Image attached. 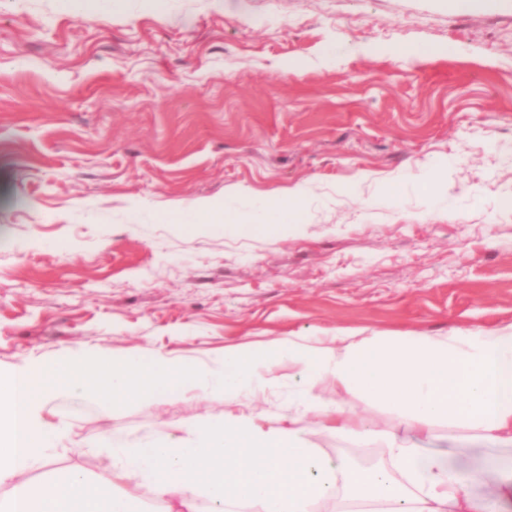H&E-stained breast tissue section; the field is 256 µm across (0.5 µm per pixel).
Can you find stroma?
I'll return each mask as SVG.
<instances>
[{
  "mask_svg": "<svg viewBox=\"0 0 512 512\" xmlns=\"http://www.w3.org/2000/svg\"><path fill=\"white\" fill-rule=\"evenodd\" d=\"M453 46L415 62L402 48ZM193 227L197 200L261 222ZM178 224L168 223L171 213ZM512 325V0H0V372L78 350L190 364L292 336L478 335ZM352 417L477 470L512 447L426 436L329 378ZM287 380L234 399L173 392L103 412L55 397L73 432L28 482L112 469L109 442L291 413ZM323 457H389L308 415ZM106 447H94L98 438ZM301 190L288 193L285 203L268 212V224H255L252 219L242 213L233 212L216 206L209 200H201L195 207V224H234L239 232L245 235H252L265 231L271 224H297L301 218V210L297 205V199Z\"/></svg>",
  "mask_w": 512,
  "mask_h": 512,
  "instance_id": "stroma-1",
  "label": "stroma"
}]
</instances>
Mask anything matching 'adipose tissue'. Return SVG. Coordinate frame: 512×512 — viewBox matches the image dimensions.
Wrapping results in <instances>:
<instances>
[{"label":"adipose tissue","mask_w":512,"mask_h":512,"mask_svg":"<svg viewBox=\"0 0 512 512\" xmlns=\"http://www.w3.org/2000/svg\"><path fill=\"white\" fill-rule=\"evenodd\" d=\"M102 357L97 351L35 359L0 376V487L15 489L0 512H141L137 498L116 486L132 478L149 480L158 497L185 504L205 492L210 512H232L241 503L252 512H312L314 500L341 488L351 512H497L473 489L480 472L458 471L447 457L375 431L353 421L342 406L303 392L296 397V417L285 424L250 416L191 424L185 438L113 449L111 476L90 479L73 471L45 495L30 491L25 478L65 435L63 425L43 417L59 394L91 398L105 408L176 390H220L233 397L274 383L282 363L301 381L326 377L344 394L374 397L420 431L444 423L512 447V328L394 341L340 336L323 347L288 337L261 352L227 348L211 366L150 360L134 349L103 370ZM306 413L323 416L327 430L356 442L384 443L392 471L345 469L316 454L299 420Z\"/></svg>","instance_id":"1"}]
</instances>
